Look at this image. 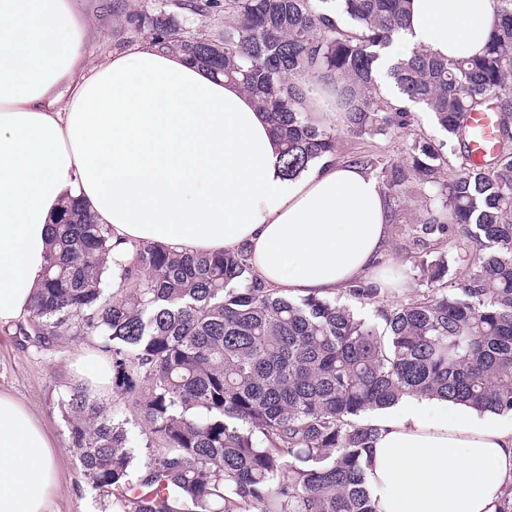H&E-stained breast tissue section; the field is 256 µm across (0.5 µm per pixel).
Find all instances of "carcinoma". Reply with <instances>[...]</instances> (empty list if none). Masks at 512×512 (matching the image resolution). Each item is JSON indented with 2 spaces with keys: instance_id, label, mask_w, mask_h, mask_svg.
Returning a JSON list of instances; mask_svg holds the SVG:
<instances>
[{
  "instance_id": "obj_1",
  "label": "carcinoma",
  "mask_w": 512,
  "mask_h": 512,
  "mask_svg": "<svg viewBox=\"0 0 512 512\" xmlns=\"http://www.w3.org/2000/svg\"><path fill=\"white\" fill-rule=\"evenodd\" d=\"M407 0H224V34L186 31L163 5L135 12L134 32L240 82L268 114L292 177L330 162L336 134L303 115L297 81L339 95L352 134L398 135L414 112L376 102L375 63L406 28ZM482 55L416 49L390 68L407 100L448 142L467 143L471 112L492 104L497 152L442 177L443 147L413 141L402 162L367 157L390 193L414 179L435 190L405 229L411 276L430 285L388 302L356 282L334 297H289L252 274L247 249L177 253L142 243L112 287V233L71 201L51 225L54 251L19 334L49 350L97 336L112 383L132 397L146 452L87 387L62 400L81 476L112 512H378L363 458L378 427L363 419L405 397L512 413V0H494ZM214 0H189L209 17ZM348 19L353 34L339 26ZM457 252L426 258L431 245ZM472 272L456 283L450 263ZM371 305L362 317L351 302Z\"/></svg>"
}]
</instances>
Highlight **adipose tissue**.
<instances>
[{"label":"adipose tissue","mask_w":512,"mask_h":512,"mask_svg":"<svg viewBox=\"0 0 512 512\" xmlns=\"http://www.w3.org/2000/svg\"><path fill=\"white\" fill-rule=\"evenodd\" d=\"M410 25L379 62L422 48L482 53L493 0H411ZM75 0H0V323L24 318L69 197L108 225L123 259L160 242L197 253L247 247L253 273L291 296H333L380 266L390 203L379 180L315 160L282 176L281 145L254 98L185 54L140 42L84 63ZM367 486L379 512H495L512 481V422L406 399L380 417ZM54 443L0 392V512H47Z\"/></svg>","instance_id":"ef3b65f1"}]
</instances>
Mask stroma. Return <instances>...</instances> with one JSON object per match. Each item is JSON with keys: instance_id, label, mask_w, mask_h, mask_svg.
Listing matches in <instances>:
<instances>
[{"instance_id": "1", "label": "stroma", "mask_w": 512, "mask_h": 512, "mask_svg": "<svg viewBox=\"0 0 512 512\" xmlns=\"http://www.w3.org/2000/svg\"><path fill=\"white\" fill-rule=\"evenodd\" d=\"M156 0H78L93 31L87 61L96 65L112 52L126 49L132 38L129 22L130 5L150 9ZM336 161H350L370 156L386 161L400 160L413 139L422 137L442 140L444 132L432 115L420 112L406 133L396 136L352 135L343 126H335ZM428 191L419 183H411L402 198L390 204L389 251L382 259L385 267L404 273L408 268L406 239L402 228L416 223ZM99 349L98 339L79 337L56 349L43 351L25 342L18 324H0V392L22 402L44 424L55 447V469L59 492L48 512H109V501L100 497L80 475L79 460L71 449L70 433L60 407L61 399L71 384L70 364L80 348Z\"/></svg>"}]
</instances>
